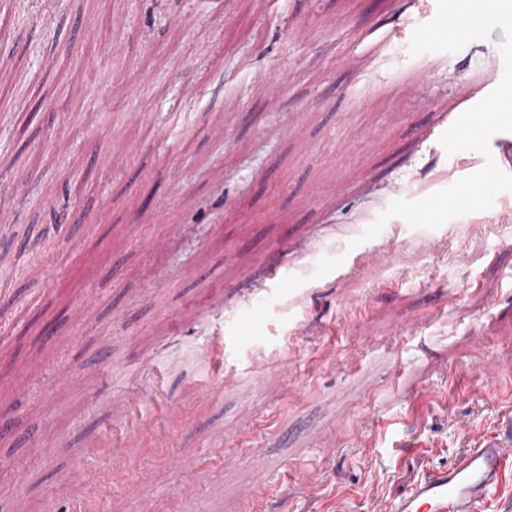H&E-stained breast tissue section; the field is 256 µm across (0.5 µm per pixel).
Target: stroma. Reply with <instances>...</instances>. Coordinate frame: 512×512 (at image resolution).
I'll return each mask as SVG.
<instances>
[{
    "instance_id": "stroma-1",
    "label": "stroma",
    "mask_w": 512,
    "mask_h": 512,
    "mask_svg": "<svg viewBox=\"0 0 512 512\" xmlns=\"http://www.w3.org/2000/svg\"><path fill=\"white\" fill-rule=\"evenodd\" d=\"M435 13L0 0V512H383L512 424V191L362 238L485 164L427 130L503 32L410 55Z\"/></svg>"
}]
</instances>
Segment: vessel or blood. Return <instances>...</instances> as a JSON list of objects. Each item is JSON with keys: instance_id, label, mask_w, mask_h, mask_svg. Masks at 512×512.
<instances>
[{"instance_id": "obj_1", "label": "vessel or blood", "mask_w": 512, "mask_h": 512, "mask_svg": "<svg viewBox=\"0 0 512 512\" xmlns=\"http://www.w3.org/2000/svg\"><path fill=\"white\" fill-rule=\"evenodd\" d=\"M510 458L511 433L483 437L451 464L428 472L386 512H488Z\"/></svg>"}]
</instances>
